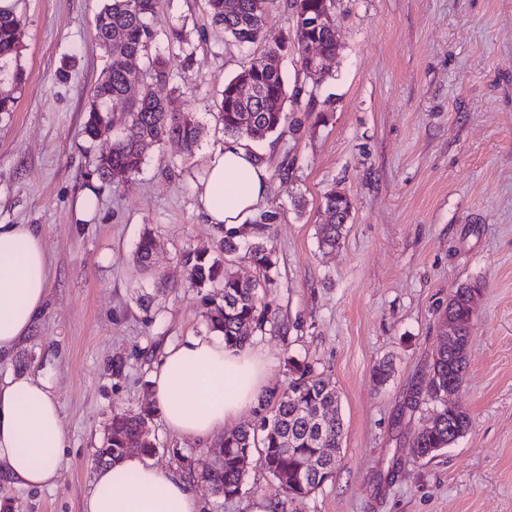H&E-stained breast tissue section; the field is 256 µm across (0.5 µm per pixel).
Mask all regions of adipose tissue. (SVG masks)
Returning <instances> with one entry per match:
<instances>
[{
    "instance_id": "adipose-tissue-1",
    "label": "adipose tissue",
    "mask_w": 512,
    "mask_h": 512,
    "mask_svg": "<svg viewBox=\"0 0 512 512\" xmlns=\"http://www.w3.org/2000/svg\"><path fill=\"white\" fill-rule=\"evenodd\" d=\"M268 168L252 141L228 139L195 186L206 223L233 229L264 207ZM48 296V255L30 224H0V362L33 331ZM268 372L258 353L226 348L221 337L190 336L166 349L152 378V398L173 433L209 442L259 400ZM68 446L63 416L42 378L0 380V475L27 488L62 477ZM83 512H201L184 475L132 453L94 472Z\"/></svg>"
}]
</instances>
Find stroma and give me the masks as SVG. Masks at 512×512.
I'll return each mask as SVG.
<instances>
[{
  "instance_id": "obj_1",
  "label": "stroma",
  "mask_w": 512,
  "mask_h": 512,
  "mask_svg": "<svg viewBox=\"0 0 512 512\" xmlns=\"http://www.w3.org/2000/svg\"><path fill=\"white\" fill-rule=\"evenodd\" d=\"M202 0H160L154 53L172 74L171 107L195 113L202 138L190 163L179 144L153 148L129 179L93 173L108 140L82 136L104 60L93 38L102 0H15L21 83L0 117V224H32L49 257V298L0 378H47L68 434L62 478L28 489L0 479V512H82L114 412L148 401L165 350L206 335L201 298L182 257L209 252L216 231L194 186L224 143L216 104L225 80L291 29L274 0L262 42L245 46L203 28ZM341 50L312 100L289 105L294 130L258 149L270 171L264 216L278 266L281 329L257 333L266 391L308 363L335 388L344 420L334 477L296 501L251 467L239 495L196 485L203 512H512V0H335ZM183 30L193 55L168 41ZM290 156L287 178L276 169ZM347 194L352 218L339 249H320L323 198ZM94 192L98 208L78 217ZM158 246L135 257L144 231ZM169 289L159 293L157 275ZM483 285L470 325L466 379L454 402L470 431L421 459L411 450L427 413L407 406L429 374L448 295ZM390 363L386 382L373 368ZM153 431L159 467L196 470L211 444Z\"/></svg>"
}]
</instances>
